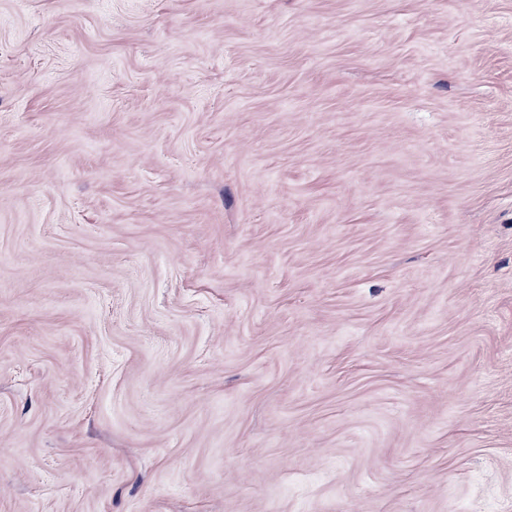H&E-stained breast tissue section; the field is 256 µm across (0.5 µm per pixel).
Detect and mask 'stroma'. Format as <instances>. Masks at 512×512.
Listing matches in <instances>:
<instances>
[{
	"label": "stroma",
	"instance_id": "1",
	"mask_svg": "<svg viewBox=\"0 0 512 512\" xmlns=\"http://www.w3.org/2000/svg\"><path fill=\"white\" fill-rule=\"evenodd\" d=\"M512 507V0H0V512Z\"/></svg>",
	"mask_w": 512,
	"mask_h": 512
}]
</instances>
